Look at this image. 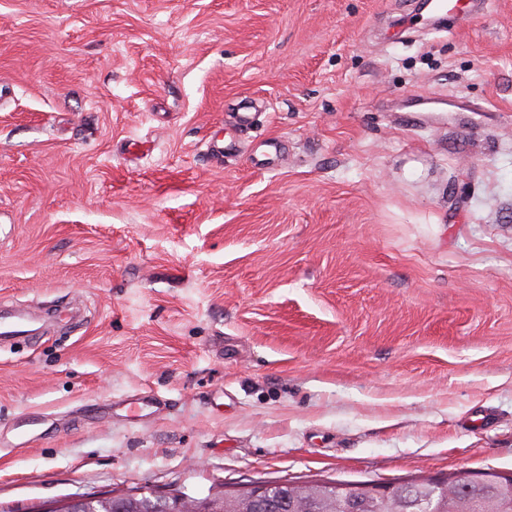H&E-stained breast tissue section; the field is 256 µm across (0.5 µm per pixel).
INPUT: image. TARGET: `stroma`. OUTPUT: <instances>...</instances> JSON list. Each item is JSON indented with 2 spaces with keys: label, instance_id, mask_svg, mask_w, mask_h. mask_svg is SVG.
<instances>
[{
  "label": "stroma",
  "instance_id": "1",
  "mask_svg": "<svg viewBox=\"0 0 512 512\" xmlns=\"http://www.w3.org/2000/svg\"><path fill=\"white\" fill-rule=\"evenodd\" d=\"M418 11L0 0V505L512 469V0Z\"/></svg>",
  "mask_w": 512,
  "mask_h": 512
}]
</instances>
